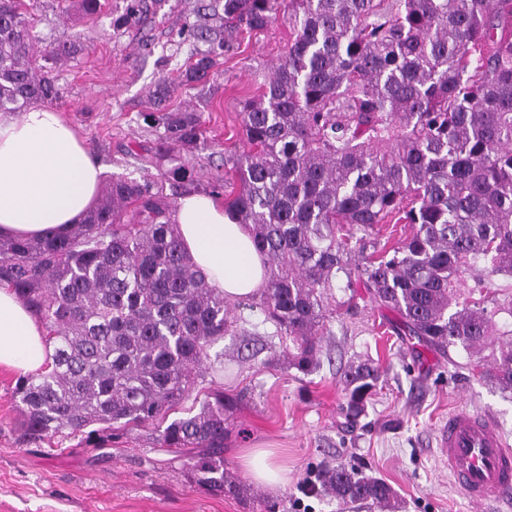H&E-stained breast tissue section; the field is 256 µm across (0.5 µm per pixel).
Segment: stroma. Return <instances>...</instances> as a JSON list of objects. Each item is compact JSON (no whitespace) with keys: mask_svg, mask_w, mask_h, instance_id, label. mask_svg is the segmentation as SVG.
Wrapping results in <instances>:
<instances>
[{"mask_svg":"<svg viewBox=\"0 0 512 512\" xmlns=\"http://www.w3.org/2000/svg\"><path fill=\"white\" fill-rule=\"evenodd\" d=\"M78 3L40 0L33 15L41 37L36 57L55 66L56 108L80 129L104 176L131 173L129 146L152 147L156 132L143 115L154 111L153 92L164 77L171 83L167 107L194 109L205 119L201 182L219 171L233 181L222 159L244 147L240 102L256 93L287 46V22L240 33L206 85L186 86L178 76L193 46L175 40L200 0H166L158 14L120 33L111 21L128 0H104L94 16L83 15ZM63 43L76 51L54 62L50 50ZM458 287L465 296L484 289L499 332L512 340V276H487L475 268ZM345 299L336 291L321 365L310 375L263 365L238 337L215 346L230 370L212 373L213 385L244 395L229 417L234 433L224 442V462L236 470L241 449H279L290 468L284 487L262 488L258 499L209 494L192 483L185 462L155 448L149 426L132 430L109 454L20 446L19 377L0 370V512H265L267 500L278 503V512H385L369 501L343 504L323 491L304 494L313 466L343 462L390 484L401 512H512V501L484 509L470 503L438 447L449 413L460 407L494 418L512 442V390L482 378L466 353L444 354L404 335L396 313L367 300L353 313ZM364 360L379 364L381 379L364 415L351 423L341 411L342 371Z\"/></svg>","mask_w":512,"mask_h":512,"instance_id":"35a3bbf8","label":"stroma"}]
</instances>
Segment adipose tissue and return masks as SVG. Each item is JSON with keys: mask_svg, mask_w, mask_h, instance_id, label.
<instances>
[{"mask_svg": "<svg viewBox=\"0 0 512 512\" xmlns=\"http://www.w3.org/2000/svg\"><path fill=\"white\" fill-rule=\"evenodd\" d=\"M102 170L77 130L60 112L40 105L0 113V237H37L79 223L97 201ZM177 222L183 243L209 283L225 296L252 295L264 285V258L246 225L232 220L210 195L181 198ZM41 322L9 288L0 286V369L39 373L50 361ZM240 465L257 483L288 481L272 456L250 449Z\"/></svg>", "mask_w": 512, "mask_h": 512, "instance_id": "adipose-tissue-1", "label": "adipose tissue"}]
</instances>
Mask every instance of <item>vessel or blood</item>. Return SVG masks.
I'll list each match as a JSON object with an SVG mask.
<instances>
[{
  "mask_svg": "<svg viewBox=\"0 0 512 512\" xmlns=\"http://www.w3.org/2000/svg\"><path fill=\"white\" fill-rule=\"evenodd\" d=\"M440 445L449 476L471 503L485 507L512 499V447L494 419L455 409Z\"/></svg>",
  "mask_w": 512,
  "mask_h": 512,
  "instance_id": "vessel-or-blood-1",
  "label": "vessel or blood"
}]
</instances>
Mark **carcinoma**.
Returning a JSON list of instances; mask_svg holds the SVG:
<instances>
[{
    "label": "carcinoma",
    "instance_id": "1",
    "mask_svg": "<svg viewBox=\"0 0 512 512\" xmlns=\"http://www.w3.org/2000/svg\"><path fill=\"white\" fill-rule=\"evenodd\" d=\"M32 0H0V111L59 98L53 70L36 63ZM129 0L112 20H140ZM188 35L181 83L203 82L233 47V32L288 20L291 39L257 95L242 103L247 149L233 162L238 187L212 194L249 227L266 257L265 286L251 295L288 367H320L333 291L358 289L396 312L405 334L445 352L491 349L489 379L512 390V341L494 344L485 298L459 300L470 261L512 275V0H211ZM153 149L127 155L157 171L114 175L96 206L65 232L0 238V284L44 324L52 365L19 380L22 446L79 438L104 453L112 432L155 426V446L180 457L212 494L249 485L224 465L227 412L239 394L203 386L213 346L251 339L185 249L177 198L197 181L200 112L158 107ZM413 226L393 251L374 238L389 217ZM380 368L343 376L346 419L376 393ZM193 394L199 406L183 407ZM182 416L169 419V412ZM372 501L398 512L394 489L354 465L317 468L306 492Z\"/></svg>",
    "mask_w": 512,
    "mask_h": 512
}]
</instances>
